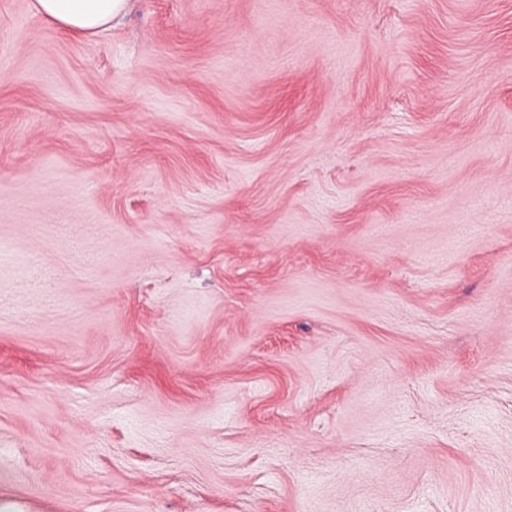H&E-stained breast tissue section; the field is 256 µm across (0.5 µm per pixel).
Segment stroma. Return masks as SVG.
<instances>
[{
  "instance_id": "obj_1",
  "label": "stroma",
  "mask_w": 512,
  "mask_h": 512,
  "mask_svg": "<svg viewBox=\"0 0 512 512\" xmlns=\"http://www.w3.org/2000/svg\"><path fill=\"white\" fill-rule=\"evenodd\" d=\"M0 512H512V0H0ZM127 0H35V11L57 26L94 36L123 13Z\"/></svg>"
}]
</instances>
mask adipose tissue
Segmentation results:
<instances>
[{
  "label": "adipose tissue",
  "mask_w": 512,
  "mask_h": 512,
  "mask_svg": "<svg viewBox=\"0 0 512 512\" xmlns=\"http://www.w3.org/2000/svg\"><path fill=\"white\" fill-rule=\"evenodd\" d=\"M127 0H34L35 11L57 26L93 36L123 13Z\"/></svg>",
  "instance_id": "1"
}]
</instances>
